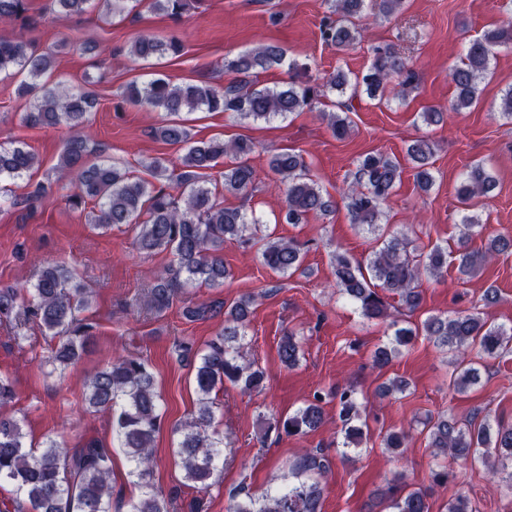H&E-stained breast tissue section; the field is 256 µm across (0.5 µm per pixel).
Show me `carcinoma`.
<instances>
[{
	"label": "carcinoma",
	"mask_w": 512,
	"mask_h": 512,
	"mask_svg": "<svg viewBox=\"0 0 512 512\" xmlns=\"http://www.w3.org/2000/svg\"><path fill=\"white\" fill-rule=\"evenodd\" d=\"M96 2L52 0V5L58 15L66 17L84 13L96 7ZM402 3L403 0H330L329 13L321 22V38L338 51L347 50L360 42L358 21L366 12L389 20ZM152 6L158 12L180 17L190 10L192 0H152ZM27 11V0H0V23L27 26ZM182 50L177 38L141 36L132 43L130 55L147 61L157 55L178 56ZM502 51H512L511 19L465 47L460 64L448 74L456 89L451 111L461 112L478 101L480 83ZM371 53L370 65L362 75L352 78L338 69L329 75L326 87L342 92L350 88L354 96L363 91L372 100L384 98L391 86L402 96L417 88L416 72L392 46L375 45ZM284 59L281 47L262 44L224 59V69L238 74V79L223 87L206 82L174 84L162 77L127 85L128 101L165 112L167 119L154 128V136L185 150L179 171L169 169L162 158L154 157L143 164L148 174L144 178L132 175L116 162L89 161L96 149L90 147L79 129L96 106L94 96L62 81L51 85L43 81L44 74L54 66L55 54H37L23 38L0 34V76H25L19 90L32 99L24 121L42 128L65 124L73 130L59 157L55 177L37 183L23 196L12 195L0 185V206L27 208L56 187L66 191V202L85 212L87 223L94 227L128 225L136 231L141 251H171L176 267L154 274L147 300L158 314L195 283L209 288L224 285L229 275L224 265V243L252 245L258 221L248 219L239 208L224 206L207 171L214 169L217 160L231 158V164L220 173L224 192L247 196L255 179L249 164L255 144L242 136L227 141H196L190 128L176 117L183 112L204 110L241 119L270 120L312 107L320 86L314 83L306 63L289 62L288 83L281 88L257 87V70L281 64ZM327 118L336 138L348 135L347 119L334 112ZM406 155L415 169L418 187L429 190L434 184L431 142L424 138L410 141ZM34 164V153L24 146L0 145V182L22 177ZM269 168L284 186V222L299 224L311 213L332 212V197L305 172L301 155L288 150L275 152L269 157ZM402 174L399 162L381 153L366 154L359 161L355 182L342 194L351 223L378 230L383 207L401 183ZM496 185L493 170L482 161L474 162L461 178L459 201L472 207L489 196ZM88 203L92 204L89 209ZM463 224L465 232L455 257L459 273L468 276L482 263L512 250L511 237L496 236L485 249L467 251L470 231L480 221L470 215ZM378 242L364 265L343 253L333 254L339 294L359 305L366 319L387 321L394 328L391 341L374 352L375 367L387 366L400 354V348L423 335L438 349L451 354L450 385L465 392L480 377L470 359L472 351L489 359L512 353V327L496 325L481 312L432 314L419 329L399 325V320L391 318V304L383 293L399 296L405 309L415 311L421 303L416 283L424 275L441 277L448 268V251L436 246L418 254L411 241L397 236H381ZM258 254L263 265L284 276L302 269V249L292 239L267 236L262 239ZM254 303L255 297L246 294L224 309V328L204 349H197L190 339L176 345L178 358L195 370L200 407L195 418L176 428L179 438L175 453L186 486L200 492L213 485L216 472L224 464V449L230 445L213 429L212 395L224 389L226 382L249 395L263 389L265 372L246 360L244 353L248 316ZM89 306L88 292L75 282L73 271L57 263L42 266L30 287L0 285V319L13 320L20 327L38 323L55 340L48 362L60 371L75 364L93 343L95 327L82 317ZM302 356L300 337L293 332L285 334L278 347L281 365L292 369ZM85 388L87 407L110 415L112 433L129 464L128 476L139 489L137 497L123 503L124 512H169L171 499L153 483L154 440L163 414L156 378L148 363L119 354L87 376ZM335 398L344 431V441L336 443V457L348 461V448L360 444L362 430L357 422L362 416L361 403L351 384L336 389ZM323 400V395L315 393L293 414L267 423V429L274 428L288 436L319 429L325 423ZM426 425L434 457L480 463L487 468L490 481L512 491V424L485 421L474 426L440 415L428 419ZM408 437L409 432L404 429L390 432L384 437V445L400 455ZM330 464L325 449L309 450L292 466L287 483L260 498L247 495L235 499L228 512H321V478L328 474ZM111 477L112 452L98 440L88 439L70 447L49 438L34 447L27 444L21 421L0 412V484L12 486L15 512H113ZM388 498L391 512H431L430 495L420 487L408 491L390 487ZM446 512H472L469 497L456 491L448 500Z\"/></svg>",
	"instance_id": "carcinoma-1"
}]
</instances>
